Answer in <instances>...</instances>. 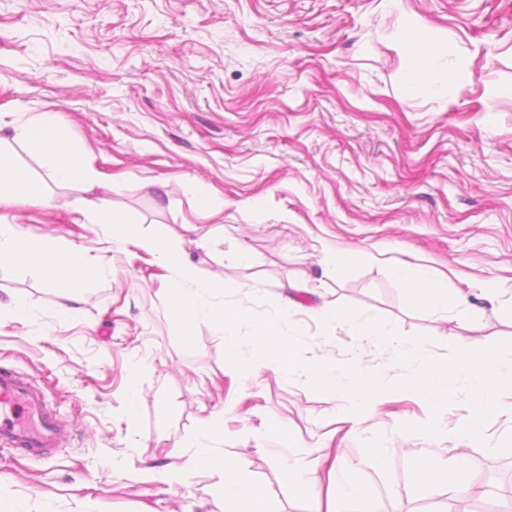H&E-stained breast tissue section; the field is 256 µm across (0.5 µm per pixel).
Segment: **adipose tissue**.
<instances>
[{
  "label": "adipose tissue",
  "instance_id": "ef3b65f1",
  "mask_svg": "<svg viewBox=\"0 0 512 512\" xmlns=\"http://www.w3.org/2000/svg\"><path fill=\"white\" fill-rule=\"evenodd\" d=\"M398 43L411 59L408 80L414 85L435 80L436 75L429 66L433 56L439 53L450 55L457 51L455 44L430 40L423 24L412 17L402 24ZM19 135L41 148L43 162L57 181L66 183L89 179L88 169L66 146L59 127L53 121L32 119L20 128ZM17 262L36 268L48 284L59 288L81 287L93 274L92 267L85 262L80 250L71 249L63 254L54 239L31 237L14 231L11 225L1 224L0 265ZM391 274L429 310L437 312L447 309L451 289L447 283L436 282L426 266L402 261L392 266ZM466 466L467 460L460 454L448 467L434 464L425 466L417 472L416 479L429 491L445 487L464 495L469 491L464 479ZM205 470L219 472L221 476L217 488L220 512H274L262 489L245 478L238 464L215 456L209 449H195L178 468L182 474ZM296 490L310 499L312 512H335L334 503L359 501L365 497L364 487L353 468L349 469L347 475H333L325 491L319 487L316 470H309L306 478L297 483Z\"/></svg>",
  "mask_w": 512,
  "mask_h": 512
}]
</instances>
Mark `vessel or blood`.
<instances>
[{
	"instance_id": "vessel-or-blood-1",
	"label": "vessel or blood",
	"mask_w": 512,
	"mask_h": 512,
	"mask_svg": "<svg viewBox=\"0 0 512 512\" xmlns=\"http://www.w3.org/2000/svg\"><path fill=\"white\" fill-rule=\"evenodd\" d=\"M64 433L44 390L15 370L0 368V445L44 458L59 447Z\"/></svg>"
}]
</instances>
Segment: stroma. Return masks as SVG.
Instances as JSON below:
<instances>
[{
  "label": "stroma",
  "mask_w": 512,
  "mask_h": 512,
  "mask_svg": "<svg viewBox=\"0 0 512 512\" xmlns=\"http://www.w3.org/2000/svg\"><path fill=\"white\" fill-rule=\"evenodd\" d=\"M458 54L452 78L409 88L404 15ZM512 0H0V154L37 197L0 205L6 223L83 250L94 276L62 291L0 266V366L43 387L70 434L47 458L0 448V512H218L219 474L169 478L203 445L239 463L275 512H309L295 484L312 463L356 464L379 512H512V388L483 438L461 445L470 408L402 397L418 367L357 341L320 309L376 314L396 337L448 359L461 343L512 344ZM45 115L99 183H60L18 130ZM140 236L168 240L198 273L233 284L213 305L303 326V356L355 360L386 383L360 426L342 396L270 360L242 376L206 319L184 344L157 256L92 223L101 200ZM339 252L344 272L328 259ZM398 260L456 288L435 314L396 281ZM498 291L486 296V281ZM465 313L467 326L455 317ZM223 411L222 434L199 433ZM398 449L377 468L381 436ZM469 458L471 491L430 495L426 454Z\"/></svg>",
  "instance_id": "stroma-1"
}]
</instances>
